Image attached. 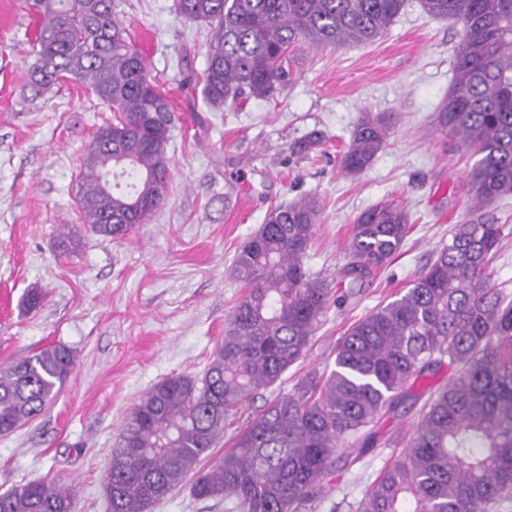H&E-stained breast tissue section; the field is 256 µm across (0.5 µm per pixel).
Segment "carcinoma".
<instances>
[{
	"instance_id": "carcinoma-1",
	"label": "carcinoma",
	"mask_w": 512,
	"mask_h": 512,
	"mask_svg": "<svg viewBox=\"0 0 512 512\" xmlns=\"http://www.w3.org/2000/svg\"><path fill=\"white\" fill-rule=\"evenodd\" d=\"M429 16L462 25L441 127L479 155L471 205L448 244L404 293L354 323L336 345L335 368L309 374L242 426L214 464L202 457L228 417L304 359L335 290L304 267L320 203L307 194L271 209L236 254L245 294L202 377L155 384L133 406L106 475L109 512H151L188 475L193 497L225 512H304L336 462L348 467L376 444L387 414L420 399L417 382L454 369L433 391L406 442L358 502L357 512H490L512 501V300L493 282L502 225L489 203L512 195V0H419ZM40 17L28 67L30 101L63 80L85 84L116 112L84 155L79 206L90 230L121 239L164 198L166 144L176 120L118 18L116 0H22ZM405 0H174L175 12L212 31L199 80L206 103L273 99L292 83L289 53L368 44ZM391 117L366 113L341 157L362 172L383 149ZM112 170V189L104 173ZM409 215L377 204L357 217L345 275L356 283L401 248ZM75 354L54 345L0 368V435L40 415L70 376ZM71 488L31 481L0 493V512H72Z\"/></svg>"
}]
</instances>
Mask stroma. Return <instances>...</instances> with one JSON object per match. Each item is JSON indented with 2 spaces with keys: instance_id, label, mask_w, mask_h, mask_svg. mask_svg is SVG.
I'll use <instances>...</instances> for the list:
<instances>
[{
  "instance_id": "1",
  "label": "stroma",
  "mask_w": 512,
  "mask_h": 512,
  "mask_svg": "<svg viewBox=\"0 0 512 512\" xmlns=\"http://www.w3.org/2000/svg\"><path fill=\"white\" fill-rule=\"evenodd\" d=\"M117 12L178 119L166 146L164 203L149 223L112 240L85 232L77 196L83 154L114 114L75 81L29 102L37 20L19 0H0V368L56 344L75 352L72 373L46 411L0 435V492L60 481L72 488L73 512H106L111 450L140 396L166 378L204 374L243 293L232 261L268 210L304 194L318 197L321 222L304 263L334 289L362 211L402 205L410 231L355 295L331 306L307 357L229 416L217 456L267 400L291 393L310 371L333 369L346 330L393 300L447 244L467 212L476 162L435 124L461 27L428 16L418 0H406L371 43L300 46L288 91L224 110L182 87L186 71L206 68L208 26L178 16L173 0H118ZM367 112L393 114L395 125L366 169L343 174L340 158ZM314 130L323 131L321 144L294 153ZM485 213L502 226L494 280L512 295V196ZM64 224L81 234L71 251L58 247ZM33 287L43 301L29 310L23 299ZM419 421L415 409L380 420L381 447L329 477L315 512H354L380 472L401 459Z\"/></svg>"
}]
</instances>
